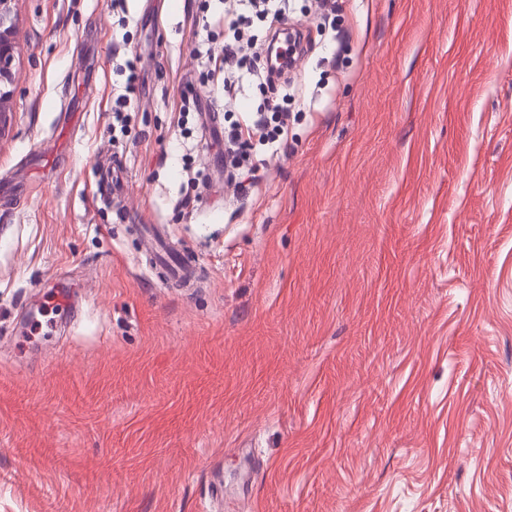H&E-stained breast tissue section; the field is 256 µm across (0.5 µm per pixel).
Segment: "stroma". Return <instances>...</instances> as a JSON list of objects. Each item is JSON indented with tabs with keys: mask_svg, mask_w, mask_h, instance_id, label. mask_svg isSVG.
I'll list each match as a JSON object with an SVG mask.
<instances>
[{
	"mask_svg": "<svg viewBox=\"0 0 512 512\" xmlns=\"http://www.w3.org/2000/svg\"><path fill=\"white\" fill-rule=\"evenodd\" d=\"M126 9L12 3L0 512H512V0H289L300 62L238 102L287 110L288 144L245 195L197 54L222 0ZM127 67L130 70V74L124 87L125 93L117 96L115 100L116 106L113 111V119L117 124H120L121 131L125 129L128 122V114L124 112V109L126 108L127 101L131 100V95L134 94L137 82L139 81V74L136 72L134 61L128 60ZM147 224L148 237L143 240L146 251L150 254L152 264L164 271L165 280L179 283L191 280L197 271L196 262L189 256L173 263L167 255L165 235L158 225ZM150 230V231H149Z\"/></svg>",
	"mask_w": 512,
	"mask_h": 512,
	"instance_id": "obj_1",
	"label": "stroma"
}]
</instances>
